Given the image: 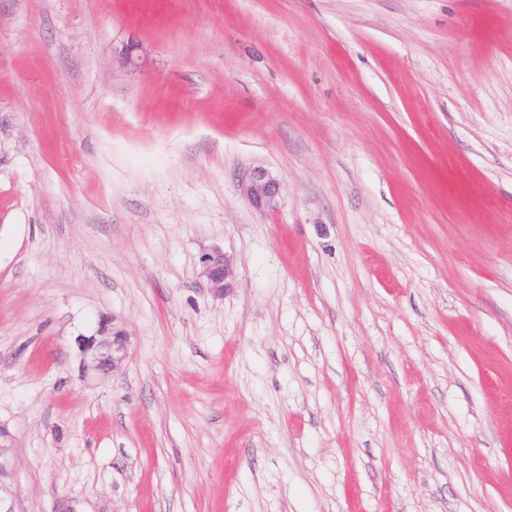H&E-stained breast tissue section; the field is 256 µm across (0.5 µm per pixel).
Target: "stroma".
I'll return each mask as SVG.
<instances>
[{
	"instance_id": "1",
	"label": "stroma",
	"mask_w": 512,
	"mask_h": 512,
	"mask_svg": "<svg viewBox=\"0 0 512 512\" xmlns=\"http://www.w3.org/2000/svg\"><path fill=\"white\" fill-rule=\"evenodd\" d=\"M0 427V512H512V0H0ZM238 186L249 202L262 210L274 205L281 190V182L261 166L246 168L239 172ZM200 274L206 287L217 295L232 288L235 280L232 262L217 248L202 256ZM127 333L106 318L99 322L95 336L84 339L81 345V370L84 376L108 374L118 370L128 356Z\"/></svg>"
}]
</instances>
